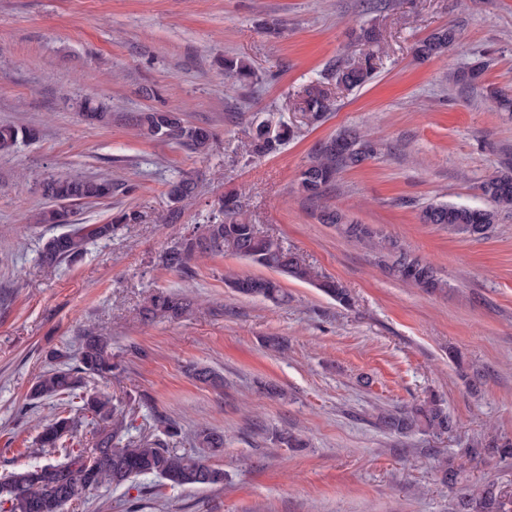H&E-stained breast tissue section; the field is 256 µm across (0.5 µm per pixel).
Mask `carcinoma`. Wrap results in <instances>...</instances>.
Listing matches in <instances>:
<instances>
[{
    "label": "carcinoma",
    "mask_w": 512,
    "mask_h": 512,
    "mask_svg": "<svg viewBox=\"0 0 512 512\" xmlns=\"http://www.w3.org/2000/svg\"><path fill=\"white\" fill-rule=\"evenodd\" d=\"M457 40L456 30L441 27L417 41L413 54L421 59L438 57L447 52ZM378 52L368 51L364 58L352 63H339L332 69L336 84L346 90L365 85L377 68ZM488 63L477 61L457 75L458 80L476 84L483 80ZM224 76L234 83L245 84L256 77L254 67L237 58L224 59ZM329 110L325 91L312 86L302 99L300 111L308 121L319 120ZM88 118L106 123L107 108L89 100L84 103ZM142 134L156 139L175 140L194 153L205 154L211 144L209 129L187 123L178 112L153 110L135 118ZM291 133L283 122L273 131L261 121L252 131V153L265 156L275 152ZM39 131L31 127L0 126V153H7L20 140H35ZM377 145L357 128H346L335 136L321 140L311 148L306 164L298 177V190L311 200L325 199L327 191L336 185L340 174L356 168L371 159ZM116 186L107 178H76L53 176L43 184V192L52 204L43 208L36 218L38 224H53L62 232L50 237L39 251L43 265L56 268L61 263L81 257L89 243L109 238L126 224L141 219L139 211L131 208L118 211L105 224H80L73 219L67 203L74 201L99 202L112 198ZM479 190L489 202L486 208L430 203L420 212L423 224H440L448 232L484 238L498 223L501 214L512 211V171H499L483 181ZM195 182L183 177L171 183L168 190L170 208L158 217L163 224L178 220L183 205L195 197ZM319 220L334 224L352 242L377 250L382 261L397 278L420 288L439 291L448 283L437 275L434 265L414 254L391 238L380 237L368 224L344 221L343 214L322 204ZM229 253L253 264L271 269L296 281L311 283L341 305L350 306V296L333 280H322L313 268L295 252L272 236L260 234L256 225L241 211L237 201L226 196L218 200V208L207 224H195L166 248L163 266L181 274H191V263L199 257ZM227 286L246 297L262 298L276 304L288 301V293L279 282L246 274L231 275ZM191 305L179 294L158 291L151 295L142 308L147 320L178 317ZM51 366L31 385L28 397L41 401L58 397L68 399L66 413H58L47 420L38 433L35 444L48 454L58 453L62 459H49L15 470L0 480V507L4 512H63L65 506L86 498L102 486L122 487L139 477L153 476L165 485L192 487L224 483V471L208 464L200 457L179 452L165 440L134 441L131 424L104 393L85 391L91 377H115L118 363L114 361L108 338L88 331L80 337L75 355L55 350L49 355ZM380 424L397 434L428 431L450 433L455 423L442 404L430 398L421 404L391 410L379 416ZM87 423L95 426L94 441L89 448L66 444V436ZM196 441L203 448L224 447V436L202 428ZM483 448H504L512 453V440L491 436L471 443L468 455L480 453ZM466 463L448 462L444 471L448 485H460ZM451 512H512L502 491L492 484L460 485L450 504Z\"/></svg>",
    "instance_id": "carcinoma-1"
}]
</instances>
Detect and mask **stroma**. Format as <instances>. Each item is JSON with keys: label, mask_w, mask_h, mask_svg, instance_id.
<instances>
[{"label": "stroma", "mask_w": 512, "mask_h": 512, "mask_svg": "<svg viewBox=\"0 0 512 512\" xmlns=\"http://www.w3.org/2000/svg\"><path fill=\"white\" fill-rule=\"evenodd\" d=\"M273 18L285 23L281 37L263 27ZM449 24L458 45L416 60L413 44ZM367 29L382 58L366 85L348 91L327 70L368 51ZM228 57L251 63L257 81L225 85ZM479 58L489 63L482 84L453 82ZM315 84L331 109L309 123L296 104ZM491 87L512 96V0H0V124L40 135L0 157V477L45 462L33 441L65 403H35L27 392L50 352L77 349L90 329L111 337L120 373L88 379V390L112 396L134 434L159 433L162 417L175 422L173 447L205 455L224 482L171 488L141 477L66 512H448L444 462L484 435L512 438V213L481 239L418 214L436 201L484 206L479 183L512 165V117L489 99ZM88 99L108 105L109 124L83 114ZM153 109L212 130L208 154L141 135L134 118ZM255 121L285 122L294 134L255 158ZM345 127L368 132L379 152L341 174L328 204L428 258L444 290L391 276L374 252L320 223L318 202L299 193L311 147ZM65 173L120 186L79 207L80 223H106L124 208L142 220L52 271L39 248L56 229L33 217L47 204L44 181ZM185 174L195 200L176 223H158L169 182ZM225 195L260 233L347 288L350 307L287 278V304L240 296L225 276L273 272L230 254L194 261L188 276L164 268L167 245L207 223ZM157 290L194 304L179 318L145 321ZM271 336L286 349L268 347ZM196 366L221 374L223 386L196 381ZM265 382L281 395L263 394ZM433 394L453 433L378 426V410ZM202 426L223 434V448H197ZM285 429L306 447L276 445ZM463 478L512 494V455L487 451Z\"/></svg>", "instance_id": "stroma-1"}]
</instances>
